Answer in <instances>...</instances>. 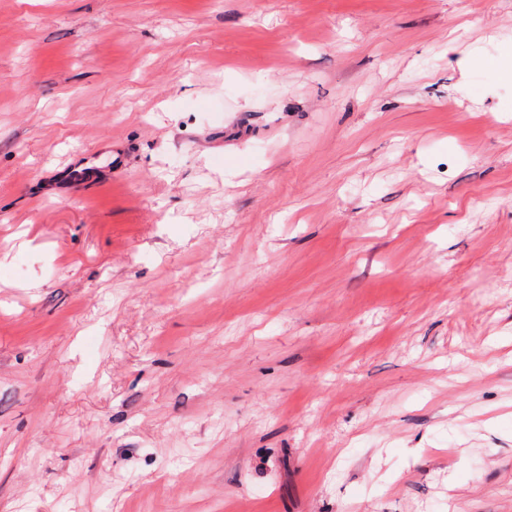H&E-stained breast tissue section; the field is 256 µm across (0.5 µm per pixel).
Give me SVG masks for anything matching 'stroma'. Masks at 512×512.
I'll use <instances>...</instances> for the list:
<instances>
[{
    "instance_id": "obj_1",
    "label": "stroma",
    "mask_w": 512,
    "mask_h": 512,
    "mask_svg": "<svg viewBox=\"0 0 512 512\" xmlns=\"http://www.w3.org/2000/svg\"><path fill=\"white\" fill-rule=\"evenodd\" d=\"M511 45L512 0H0V512H512Z\"/></svg>"
}]
</instances>
